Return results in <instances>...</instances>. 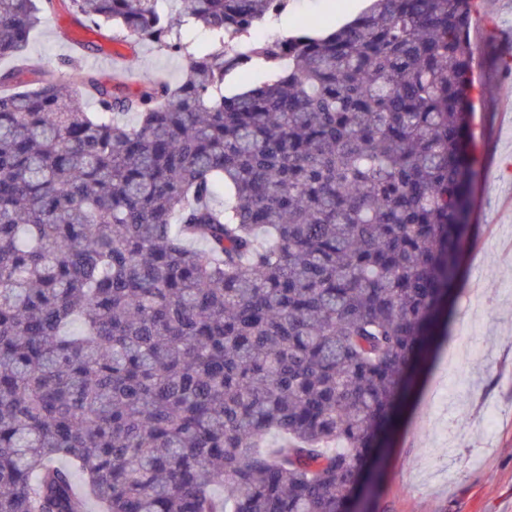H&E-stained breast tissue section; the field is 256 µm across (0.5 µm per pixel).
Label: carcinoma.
Returning <instances> with one entry per match:
<instances>
[{"instance_id": "cac0c4a2", "label": "carcinoma", "mask_w": 512, "mask_h": 512, "mask_svg": "<svg viewBox=\"0 0 512 512\" xmlns=\"http://www.w3.org/2000/svg\"><path fill=\"white\" fill-rule=\"evenodd\" d=\"M160 2L67 0L174 53L181 18L209 31L178 86L65 95L17 90L54 0H0V512H351L449 335L472 0L281 38L255 34L286 0ZM268 76V69L262 63H256L247 73H234L226 79L224 90L226 92L235 91L240 85L249 82L257 83L265 81Z\"/></svg>"}]
</instances>
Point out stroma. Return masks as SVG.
Returning a JSON list of instances; mask_svg holds the SVG:
<instances>
[{"label":"stroma","mask_w":512,"mask_h":512,"mask_svg":"<svg viewBox=\"0 0 512 512\" xmlns=\"http://www.w3.org/2000/svg\"><path fill=\"white\" fill-rule=\"evenodd\" d=\"M367 6V0H287L262 31L287 37L300 19L319 18L327 32ZM79 29L91 36L84 50L72 44ZM507 31L512 0H474L470 38L483 49L473 61L472 128L482 170L450 323L452 338L464 339L466 351L452 362L438 351L389 438L361 512H512V71L500 63L512 53ZM27 53L68 88L70 59L104 81L111 61L132 66L134 91L157 76L178 85L187 66L184 55L150 43L130 46L60 8L45 14Z\"/></svg>","instance_id":"stroma-1"}]
</instances>
